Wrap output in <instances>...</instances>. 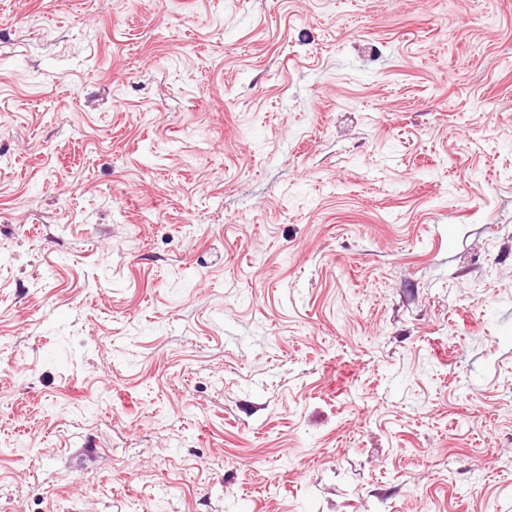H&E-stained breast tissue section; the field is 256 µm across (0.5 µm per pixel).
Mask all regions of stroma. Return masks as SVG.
I'll list each match as a JSON object with an SVG mask.
<instances>
[{
	"instance_id": "1",
	"label": "stroma",
	"mask_w": 512,
	"mask_h": 512,
	"mask_svg": "<svg viewBox=\"0 0 512 512\" xmlns=\"http://www.w3.org/2000/svg\"><path fill=\"white\" fill-rule=\"evenodd\" d=\"M0 512H512V0H0Z\"/></svg>"
}]
</instances>
